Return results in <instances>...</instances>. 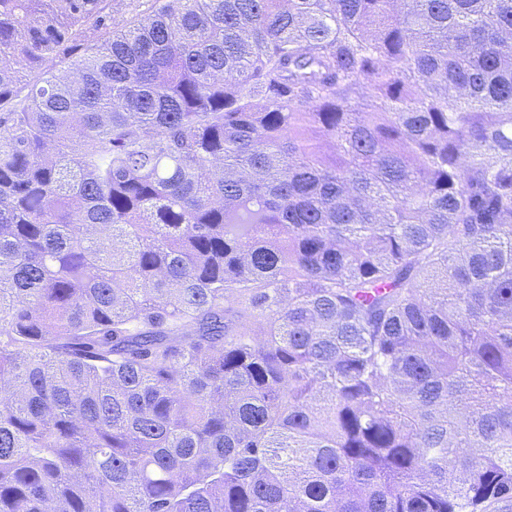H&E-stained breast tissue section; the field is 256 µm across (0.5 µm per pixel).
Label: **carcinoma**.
<instances>
[{
  "label": "carcinoma",
  "instance_id": "1",
  "mask_svg": "<svg viewBox=\"0 0 512 512\" xmlns=\"http://www.w3.org/2000/svg\"><path fill=\"white\" fill-rule=\"evenodd\" d=\"M0 512H512V0H0Z\"/></svg>",
  "mask_w": 512,
  "mask_h": 512
}]
</instances>
